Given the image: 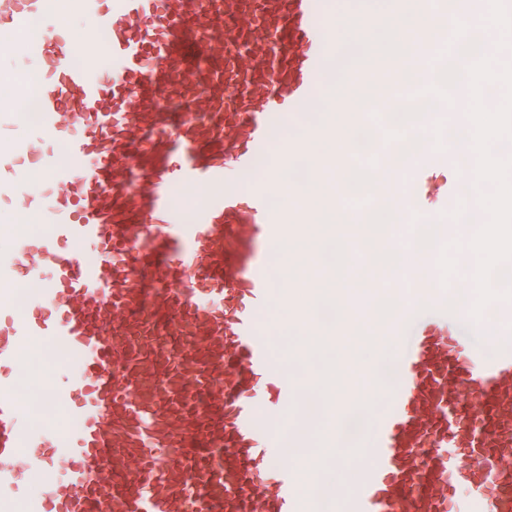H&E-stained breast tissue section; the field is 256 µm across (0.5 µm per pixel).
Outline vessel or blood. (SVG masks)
Returning a JSON list of instances; mask_svg holds the SVG:
<instances>
[{
	"label": "vessel or blood",
	"instance_id": "b4317fda",
	"mask_svg": "<svg viewBox=\"0 0 512 512\" xmlns=\"http://www.w3.org/2000/svg\"><path fill=\"white\" fill-rule=\"evenodd\" d=\"M57 5L101 23L77 41L44 35L36 132L14 146L47 174L27 197L44 201L51 232L16 238L14 268H0V512H20L46 473L31 512H324L319 469L266 453L267 409L298 406L304 388L284 386L270 355L271 297L297 302L285 277L271 294L264 249L307 218L269 197L307 148L280 147L279 133L319 138L328 127L310 110L342 68L325 27L379 26L382 13L374 0ZM42 13L43 0H0V58L15 53L19 22ZM102 44L107 69L76 63ZM199 56L208 66L196 71ZM173 182L210 187L198 219L169 210ZM462 318L440 292L408 307L413 334L378 325L400 338L396 387L363 480L336 491L339 512H461V485L473 488L462 512H512V335L478 355ZM50 346L79 370L34 429L14 371Z\"/></svg>",
	"mask_w": 512,
	"mask_h": 512
}]
</instances>
